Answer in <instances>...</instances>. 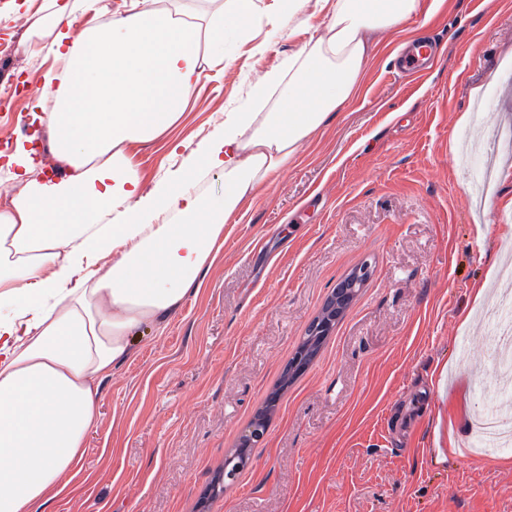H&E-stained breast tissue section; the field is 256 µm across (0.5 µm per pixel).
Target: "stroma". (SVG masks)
Returning <instances> with one entry per match:
<instances>
[{"mask_svg":"<svg viewBox=\"0 0 512 512\" xmlns=\"http://www.w3.org/2000/svg\"><path fill=\"white\" fill-rule=\"evenodd\" d=\"M51 0H0V201L4 156L61 62L31 52L55 36ZM223 70L192 92L171 132L141 145L144 189L179 171L318 19L279 21L255 0ZM423 28L442 52L421 80L395 75ZM512 174V0H447L386 32L359 97L226 224L224 249L166 324L142 328L100 386L81 471L49 512H512V449L477 446L492 362L490 307L512 257V177L472 191L467 168ZM370 277L309 367L288 362L336 285ZM486 288L475 302L477 288ZM250 463L224 459L271 394Z\"/></svg>","mask_w":512,"mask_h":512,"instance_id":"35a3bbf8","label":"stroma"}]
</instances>
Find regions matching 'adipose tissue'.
Instances as JSON below:
<instances>
[{"mask_svg": "<svg viewBox=\"0 0 512 512\" xmlns=\"http://www.w3.org/2000/svg\"><path fill=\"white\" fill-rule=\"evenodd\" d=\"M444 0H334L309 41L256 86L224 133L201 140L183 172L143 188L133 146L178 123L207 68L224 62L225 14L123 0L48 52L66 74L42 147L18 143V186L0 205V512H46L77 473L99 424L98 390L133 353L144 325L163 326L224 247V225L296 158L303 141L360 94L380 34ZM61 167L37 180L41 149ZM218 174L224 192L198 186ZM155 221L143 224L140 214ZM112 256L99 261L101 253Z\"/></svg>", "mask_w": 512, "mask_h": 512, "instance_id": "obj_1", "label": "adipose tissue"}]
</instances>
